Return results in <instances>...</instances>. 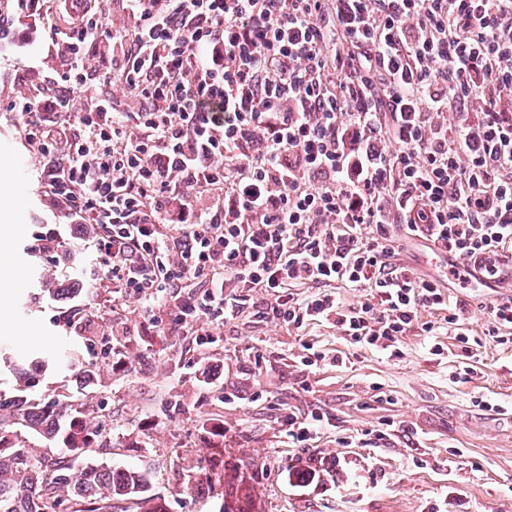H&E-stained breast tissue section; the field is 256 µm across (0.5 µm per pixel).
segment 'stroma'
I'll list each match as a JSON object with an SVG mask.
<instances>
[{"label":"stroma","instance_id":"35a3bbf8","mask_svg":"<svg viewBox=\"0 0 512 512\" xmlns=\"http://www.w3.org/2000/svg\"><path fill=\"white\" fill-rule=\"evenodd\" d=\"M14 21L12 38L0 41V191L21 197L20 212L0 199V225H18L0 238L11 273L0 274V346L15 363L41 361L37 392L63 386L71 372L58 359L74 348L100 375L97 390L75 395L80 419L103 422L91 436L96 461L148 470L150 491L168 512H218L205 488L234 463L251 477L260 512H512V345L482 344L468 381L454 376L453 359H434L425 338L410 332L403 356L392 360L350 343L330 324L307 328L308 341L329 356L307 367L297 336L257 307L251 293L238 316L217 324L200 318L184 327L171 319L165 298L145 308L135 297L114 298L93 288L73 300L44 293V275L67 283L70 268L90 253L76 226L58 261L35 248L41 225L58 213L42 189L36 149L22 135L23 119L7 104L32 92L58 61L43 22L0 0ZM395 263L426 275L448 271L446 255L418 240L397 242ZM506 289L448 290L467 304L464 328L480 338L483 303ZM100 325L123 324L114 353L103 340H84L86 313ZM162 317L151 326V316ZM212 335L210 344L198 334ZM26 334L28 342L17 339ZM324 413L316 447L292 448L283 426L288 414Z\"/></svg>","mask_w":512,"mask_h":512}]
</instances>
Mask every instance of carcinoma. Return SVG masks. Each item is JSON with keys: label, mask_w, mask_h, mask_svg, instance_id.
<instances>
[{"label": "carcinoma", "mask_w": 512, "mask_h": 512, "mask_svg": "<svg viewBox=\"0 0 512 512\" xmlns=\"http://www.w3.org/2000/svg\"><path fill=\"white\" fill-rule=\"evenodd\" d=\"M86 281L72 279L64 288L49 281L43 292L57 299L78 295ZM0 364L12 368L20 389L29 387L35 368L26 369L0 353ZM78 393L87 396L99 384L95 368L81 366L72 374ZM68 409L52 392L15 402L0 401V512H58L64 501L78 505L74 512H112V504L136 502L140 512H166V503L149 493L148 472L112 469L78 458L86 446L85 425L67 421ZM25 427L59 448L66 449L47 467L37 464L20 448L4 446L9 426ZM219 512H256L254 486L232 469L224 473Z\"/></svg>", "instance_id": "cac0c4a2"}]
</instances>
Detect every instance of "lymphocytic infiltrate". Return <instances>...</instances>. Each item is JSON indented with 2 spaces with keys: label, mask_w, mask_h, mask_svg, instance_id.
Wrapping results in <instances>:
<instances>
[{
  "label": "lymphocytic infiltrate",
  "mask_w": 512,
  "mask_h": 512,
  "mask_svg": "<svg viewBox=\"0 0 512 512\" xmlns=\"http://www.w3.org/2000/svg\"><path fill=\"white\" fill-rule=\"evenodd\" d=\"M125 2L117 29L96 0L47 4L65 11L59 67L8 104L63 219L39 252L93 224L101 287L168 294L178 322L233 320L260 292L295 335L330 323L393 360L414 326L435 357L436 329L453 332L468 379L461 308L390 258L402 236L487 288L512 269V0ZM94 72L136 111L107 96L73 111ZM340 287L365 301L344 306ZM485 314L486 341L511 344L512 296Z\"/></svg>",
  "instance_id": "f902f5d3"
}]
</instances>
